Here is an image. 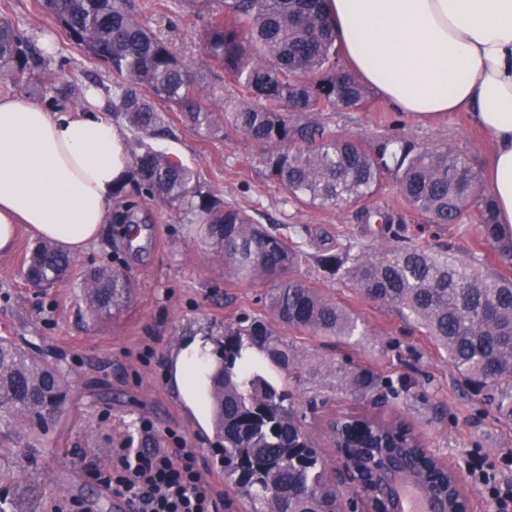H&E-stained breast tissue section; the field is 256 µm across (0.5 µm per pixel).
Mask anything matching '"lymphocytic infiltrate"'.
Returning <instances> with one entry per match:
<instances>
[{
	"label": "lymphocytic infiltrate",
	"mask_w": 512,
	"mask_h": 512,
	"mask_svg": "<svg viewBox=\"0 0 512 512\" xmlns=\"http://www.w3.org/2000/svg\"><path fill=\"white\" fill-rule=\"evenodd\" d=\"M84 470L113 496L124 498L131 512H219L224 495L200 474L195 449L131 448L112 452L107 465L90 461Z\"/></svg>",
	"instance_id": "lymphocytic-infiltrate-1"
}]
</instances>
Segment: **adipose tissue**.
<instances>
[{"label":"adipose tissue","mask_w":512,"mask_h":512,"mask_svg":"<svg viewBox=\"0 0 512 512\" xmlns=\"http://www.w3.org/2000/svg\"><path fill=\"white\" fill-rule=\"evenodd\" d=\"M355 75L421 119L466 113L492 144L486 170L499 223L512 224V0H327ZM131 157L100 112H52L0 95V253L19 227L70 255L98 240ZM210 336L183 337L167 380L204 432L220 363Z\"/></svg>","instance_id":"obj_1"}]
</instances>
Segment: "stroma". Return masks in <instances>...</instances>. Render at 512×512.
Listing matches in <instances>:
<instances>
[{
    "label": "stroma",
    "mask_w": 512,
    "mask_h": 512,
    "mask_svg": "<svg viewBox=\"0 0 512 512\" xmlns=\"http://www.w3.org/2000/svg\"><path fill=\"white\" fill-rule=\"evenodd\" d=\"M139 21L190 60L200 82L214 95V108L236 101L239 91L225 83L221 69L203 50L209 17L181 0H134ZM0 17L19 25L51 56L49 70L59 81L87 83L96 67L75 48L43 0H0ZM169 136L161 148L197 171L211 189L237 203L261 224L298 242L310 258L294 272L328 297L345 304L367 334L330 348L318 336L304 339L312 358L372 367L406 393L381 406L355 401L340 376L322 369L305 377L294 404L305 412V425L329 461L338 454L328 439L327 419L337 412L397 415L421 435L427 448L455 469L471 512H496L488 496L469 476L472 458L496 467L512 460V422L498 419L481 397L463 394L460 378L412 320L394 308L366 298L351 285L330 278L314 261L336 250L385 249L401 239L449 253L482 270L512 278V260L503 261L485 242L474 219L460 224H427L394 184L371 200V208L393 216L390 225L366 224L355 210L314 208L289 199L243 135L231 126L218 134L194 130L181 113L164 110ZM317 121L339 134L376 139L398 136L419 146L446 143L484 169L491 152L485 134L465 113L448 112L421 120L398 111L378 93L358 110L330 108ZM153 222L128 242L120 225L105 224L99 239L75 256L65 280L54 287L26 282L22 266L36 239L20 230L14 250L0 254V336L58 363L68 376L62 411L46 425L17 416H0V503L17 501L22 512H50L52 503L72 497L86 512H123L118 498L103 492L83 469L84 461L108 464L114 448L132 440L137 448H173L185 442L197 451L206 479L223 480V443L190 420L165 380L167 358L178 340L197 330L223 339L224 326L238 319L267 318L265 282L229 279L212 245L203 243L160 203H151ZM114 267L133 280L135 290L124 310L113 317L91 314L82 283L94 269ZM148 430H141V421Z\"/></svg>",
    "instance_id": "stroma-1"
}]
</instances>
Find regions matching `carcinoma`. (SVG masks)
Segmentation results:
<instances>
[{"label":"carcinoma","mask_w":512,"mask_h":512,"mask_svg":"<svg viewBox=\"0 0 512 512\" xmlns=\"http://www.w3.org/2000/svg\"><path fill=\"white\" fill-rule=\"evenodd\" d=\"M212 15L203 46L224 81L242 99L219 121L193 65L136 19L132 0H44L69 39L103 68L105 111L133 132L132 167L115 191L114 224H138L144 201L160 200L197 236L212 244L234 279L276 280L266 304L272 322L303 335L349 340L360 335L358 317L315 286L285 273L307 253L294 241L257 223L238 204L205 184L190 166L175 161L156 140L169 135L158 105L177 109L194 129L215 133L221 123L251 143L269 175L296 201L321 208L358 209L365 222L392 223L366 203L394 179L406 203L428 224H458L473 215L480 235L512 258V234L497 222L492 194L478 172L446 145L419 147L410 140L337 135L321 123L292 116L327 107L360 109L367 87L338 65L339 46L327 0H185ZM44 52L7 19H0V79L15 89L48 80ZM49 100L74 110L92 106L87 88L51 82ZM317 263L365 297L413 318L448 358L463 382L488 406L512 421V279L489 274L444 250L404 240L383 251L338 248ZM71 264L51 242L23 263L31 283L53 286ZM134 284L123 271L100 269L85 279L92 311L114 314L127 304ZM272 322L243 319L224 326V367L211 384L217 432L224 440V479L246 501V512H344L336 469L314 448L294 407V386L304 356L297 340H284ZM251 346L262 358L244 357ZM349 395L376 404L395 395L370 366L336 367ZM67 395L60 366L0 338V412L39 423ZM354 465L368 474L359 495L384 506L387 489L377 461L394 455L407 462L409 479L422 491L458 507L457 481L421 447L420 437L395 419L345 414L330 422Z\"/></svg>","instance_id":"cac0c4a2"}]
</instances>
